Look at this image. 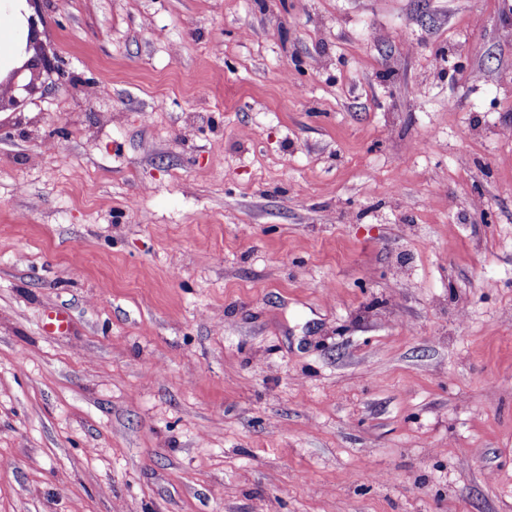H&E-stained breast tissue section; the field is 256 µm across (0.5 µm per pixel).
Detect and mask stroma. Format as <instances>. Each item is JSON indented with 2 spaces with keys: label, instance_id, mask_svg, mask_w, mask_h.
Returning a JSON list of instances; mask_svg holds the SVG:
<instances>
[{
  "label": "stroma",
  "instance_id": "obj_1",
  "mask_svg": "<svg viewBox=\"0 0 512 512\" xmlns=\"http://www.w3.org/2000/svg\"><path fill=\"white\" fill-rule=\"evenodd\" d=\"M38 9L0 512H512V0Z\"/></svg>",
  "mask_w": 512,
  "mask_h": 512
}]
</instances>
